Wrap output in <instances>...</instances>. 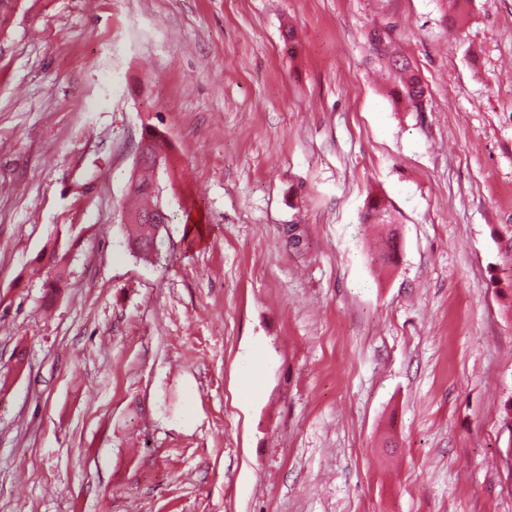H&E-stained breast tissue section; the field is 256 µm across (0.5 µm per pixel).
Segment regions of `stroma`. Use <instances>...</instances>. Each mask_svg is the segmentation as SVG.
<instances>
[{
    "label": "stroma",
    "mask_w": 512,
    "mask_h": 512,
    "mask_svg": "<svg viewBox=\"0 0 512 512\" xmlns=\"http://www.w3.org/2000/svg\"><path fill=\"white\" fill-rule=\"evenodd\" d=\"M148 126L175 170L152 262L125 229ZM511 398L512 0L457 33L445 0H10L0 512H512ZM368 43L374 56L388 61L396 73L398 84L393 90V97L398 104H405L415 112L423 111L427 87L421 80L412 62L391 49L390 34L382 29H374L368 35ZM61 244L59 239L56 238L53 242H48L44 247V253H47V257L50 264L44 263L42 269H44V286L49 288L51 292L58 288L59 283L63 280L65 274V260L67 253H62Z\"/></svg>",
    "instance_id": "35a3bbf8"
}]
</instances>
